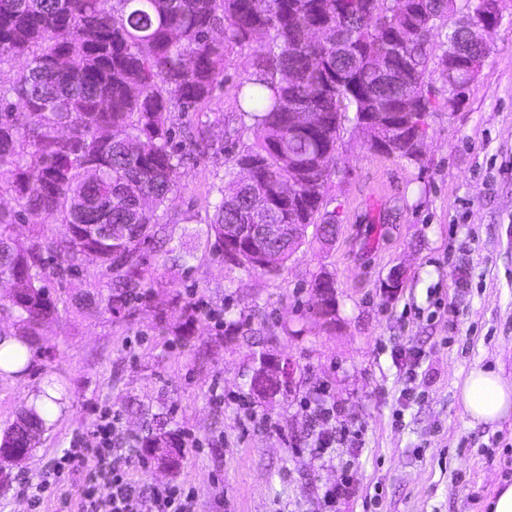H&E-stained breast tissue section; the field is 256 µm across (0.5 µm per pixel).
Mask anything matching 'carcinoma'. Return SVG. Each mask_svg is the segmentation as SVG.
<instances>
[{
  "instance_id": "carcinoma-1",
  "label": "carcinoma",
  "mask_w": 512,
  "mask_h": 512,
  "mask_svg": "<svg viewBox=\"0 0 512 512\" xmlns=\"http://www.w3.org/2000/svg\"><path fill=\"white\" fill-rule=\"evenodd\" d=\"M447 16L448 0H0V58H26L0 81V191L22 203L0 208V279L12 285L0 310L17 325L0 342L21 345L0 360V376L29 370L41 320L58 311L51 280L90 266L110 273L106 293L83 302L104 304L118 323L151 293L144 248L172 241L155 210L181 179L175 114L211 95L234 47L273 34L237 86L236 120L253 140L232 161H253L252 179L228 172L207 234L221 254L224 238L237 240L231 264L245 273H276L306 236L262 245L274 255L266 267L246 250L249 225L264 213L270 224L312 223L342 113L358 124L365 112H413L426 130L432 70L448 84L442 107H456L453 86L468 75L448 80V55L476 46L455 28L433 56L436 20ZM385 155L422 160L406 140ZM291 179L303 194L296 206ZM49 215L67 227L65 239L13 237L18 220L40 226ZM335 238L334 223L316 225L322 246ZM62 252L67 262H52ZM44 430L33 406L3 430L0 448L29 452Z\"/></svg>"
}]
</instances>
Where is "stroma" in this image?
<instances>
[{"mask_svg":"<svg viewBox=\"0 0 512 512\" xmlns=\"http://www.w3.org/2000/svg\"><path fill=\"white\" fill-rule=\"evenodd\" d=\"M265 45L234 47L211 97L176 127L180 139L205 124L219 148L185 160L159 211L189 262L148 249L159 284L122 323L75 304L104 284L99 269L56 284L43 353L26 375L0 378V429L46 384L56 397L38 447L0 478V512H56L63 498L78 508L91 466L58 462L74 439L94 446L105 410L119 416L113 466L146 490L191 488L197 512H489L497 486L512 482V416L473 423L459 397L476 365L512 381V9L463 102L430 118L422 164L369 150L343 116L327 204L314 217H335V242L307 239L280 272L249 275L224 263L206 225L229 160L251 139L225 141L224 118ZM322 271L335 281L332 324L310 313ZM198 298L228 321L250 318V329L202 316L186 329L182 306ZM403 348L419 352L415 369L394 363ZM263 356L293 369L267 398L249 389ZM320 400L335 405L333 426L361 428L359 447L316 451L304 408ZM157 414L200 442L169 472L138 443ZM345 478L353 496L327 506L326 488Z\"/></svg>","mask_w":512,"mask_h":512,"instance_id":"35a3bbf8","label":"stroma"}]
</instances>
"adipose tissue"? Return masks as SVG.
<instances>
[{
    "instance_id": "1",
    "label": "adipose tissue",
    "mask_w": 512,
    "mask_h": 512,
    "mask_svg": "<svg viewBox=\"0 0 512 512\" xmlns=\"http://www.w3.org/2000/svg\"><path fill=\"white\" fill-rule=\"evenodd\" d=\"M461 400L474 422H496L512 412V382L496 371L473 367L462 385Z\"/></svg>"
}]
</instances>
